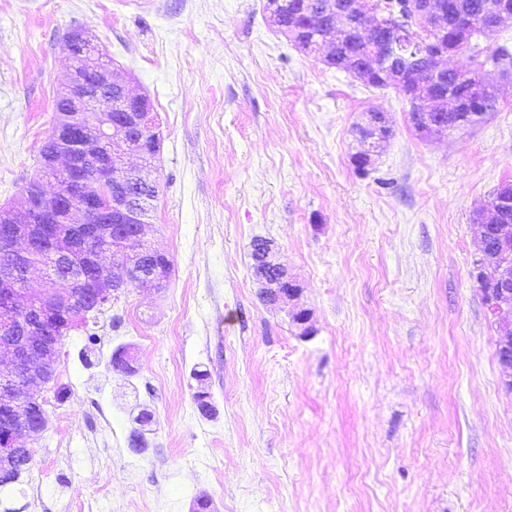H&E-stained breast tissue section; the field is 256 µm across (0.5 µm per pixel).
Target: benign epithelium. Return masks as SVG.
Here are the masks:
<instances>
[{"label": "benign epithelium", "instance_id": "1", "mask_svg": "<svg viewBox=\"0 0 512 512\" xmlns=\"http://www.w3.org/2000/svg\"><path fill=\"white\" fill-rule=\"evenodd\" d=\"M323 18L327 32L315 43L314 52H320L329 38L328 59L336 53L343 33L353 32L371 42L382 27L376 0H333ZM414 18L419 31L428 35L454 28L460 36L457 47L438 45L423 57L426 68L421 72L413 65L417 54L411 44L390 40L375 60L349 57L343 68L365 83L377 65L399 90L425 87L422 100L427 111L411 121L424 135L445 136L447 113L483 98L488 87L486 79L478 76L470 83L469 97H458L448 86V74L462 69L448 67L444 60L464 51L470 34L495 31L512 20V0H487L475 14L454 13L452 0H420ZM68 44L72 66L59 100L70 109L60 113L52 131L55 147L42 164L55 173L57 189L51 195L27 192L17 205L0 210V359L8 362L7 368H0V465L31 459L30 442L47 429L45 402L31 389L55 378L54 320L62 307L81 302L71 287L81 286L99 307L133 282L145 290L155 289L160 265L170 263L143 233L151 213V198L143 189L157 180L151 142L143 136L155 127L152 105L147 97L129 90L87 29L71 32ZM379 126H389L386 113L378 109L365 113V129ZM381 147L382 142L370 136L356 157L367 164ZM128 153L137 157V165H128ZM475 223L480 233L474 280L497 318L498 362L512 371V216L506 201L486 204L476 213ZM124 224L134 227L131 241L123 235ZM105 253L112 256L109 265L102 262ZM38 255L47 257L38 265L45 288L33 292L20 274L32 269L30 262ZM258 261L259 278L271 286L266 302L297 297L300 288L288 280L270 242L261 241Z\"/></svg>", "mask_w": 512, "mask_h": 512}]
</instances>
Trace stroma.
<instances>
[{
  "instance_id": "stroma-1",
  "label": "stroma",
  "mask_w": 512,
  "mask_h": 512,
  "mask_svg": "<svg viewBox=\"0 0 512 512\" xmlns=\"http://www.w3.org/2000/svg\"><path fill=\"white\" fill-rule=\"evenodd\" d=\"M265 5L0 0V208L39 175L84 27L157 115L145 234L172 261L63 338L15 512H512V375L471 221L512 181V76L483 123L427 137ZM371 109L393 135L361 172ZM257 238L297 300H260Z\"/></svg>"
}]
</instances>
